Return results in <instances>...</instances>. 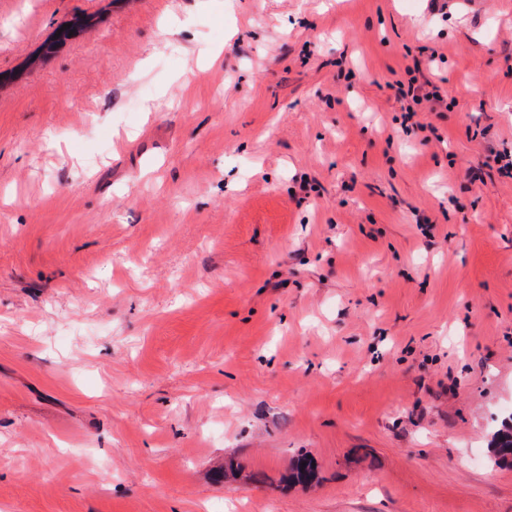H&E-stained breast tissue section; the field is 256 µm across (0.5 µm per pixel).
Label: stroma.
<instances>
[{
	"mask_svg": "<svg viewBox=\"0 0 512 512\" xmlns=\"http://www.w3.org/2000/svg\"><path fill=\"white\" fill-rule=\"evenodd\" d=\"M505 149L512 0H0V512H512ZM423 79V82H419L417 77H412L407 84L397 80L390 84L389 87L394 90L395 98L399 101L410 97L417 104L423 101L430 102L432 110H435L437 107L448 108V102L445 101L439 87L433 84L430 79L426 77ZM429 87H431V90H427ZM491 454L498 466L512 467V413L502 418L492 437Z\"/></svg>",
	"mask_w": 512,
	"mask_h": 512,
	"instance_id": "stroma-1",
	"label": "stroma"
}]
</instances>
